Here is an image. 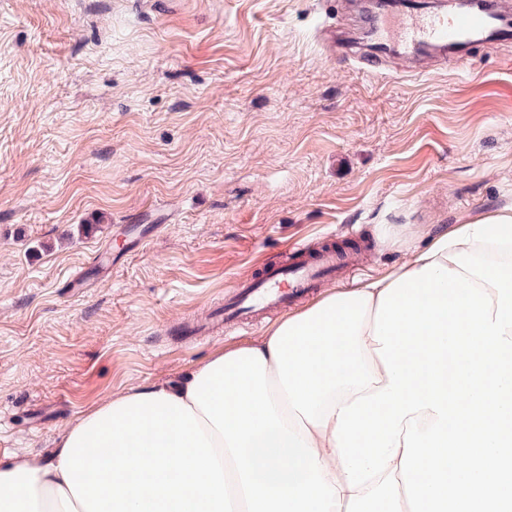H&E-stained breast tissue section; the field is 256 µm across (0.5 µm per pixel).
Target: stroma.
<instances>
[{
    "label": "stroma",
    "instance_id": "stroma-1",
    "mask_svg": "<svg viewBox=\"0 0 512 512\" xmlns=\"http://www.w3.org/2000/svg\"><path fill=\"white\" fill-rule=\"evenodd\" d=\"M344 5L0 0V456L259 343L282 311L185 328L297 246L359 260L296 312L512 206V42L377 75L319 36Z\"/></svg>",
    "mask_w": 512,
    "mask_h": 512
}]
</instances>
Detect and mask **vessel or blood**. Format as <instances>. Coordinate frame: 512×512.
<instances>
[{"mask_svg":"<svg viewBox=\"0 0 512 512\" xmlns=\"http://www.w3.org/2000/svg\"><path fill=\"white\" fill-rule=\"evenodd\" d=\"M375 57L394 56L419 62L436 51L461 44H497L512 40V12L491 5L467 12L431 8L423 0H389L382 10L363 15ZM352 252L328 246L306 251L284 265L265 270L260 277L241 283L224 303V319L248 322L263 309L287 307L290 299L320 287L344 270Z\"/></svg>","mask_w":512,"mask_h":512,"instance_id":"b4317fda","label":"vessel or blood"}]
</instances>
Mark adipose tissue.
I'll use <instances>...</instances> for the list:
<instances>
[{
  "label": "adipose tissue",
  "mask_w": 512,
  "mask_h": 512,
  "mask_svg": "<svg viewBox=\"0 0 512 512\" xmlns=\"http://www.w3.org/2000/svg\"><path fill=\"white\" fill-rule=\"evenodd\" d=\"M0 512H512V207L0 460Z\"/></svg>",
  "instance_id": "1"
}]
</instances>
